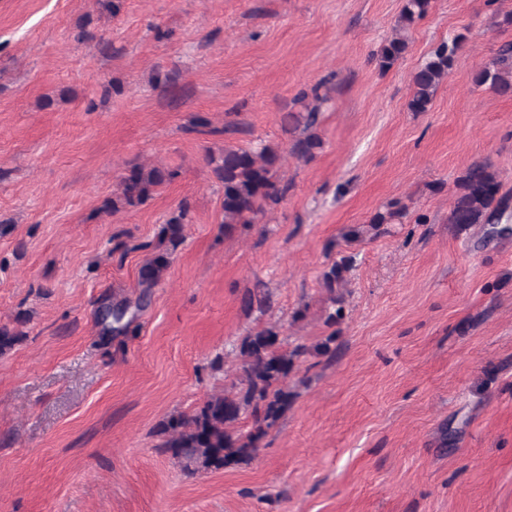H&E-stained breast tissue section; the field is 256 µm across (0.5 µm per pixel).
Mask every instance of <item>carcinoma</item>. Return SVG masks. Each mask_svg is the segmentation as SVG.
Wrapping results in <instances>:
<instances>
[{
    "mask_svg": "<svg viewBox=\"0 0 512 512\" xmlns=\"http://www.w3.org/2000/svg\"><path fill=\"white\" fill-rule=\"evenodd\" d=\"M433 0H405L397 21L398 34L383 44L374 54L378 66L390 68L408 49L407 38L402 35L415 21L425 17ZM462 38L440 43L411 77L412 96L408 108L412 112L428 110L433 97L450 74ZM478 87L489 86L500 95L512 93V41L502 43L493 56L474 75ZM322 141L315 135L297 138L291 153L311 160ZM279 151L269 145L252 150L226 147L219 159L210 160L212 173L223 188L222 204L224 233L237 224H252L269 204L282 198L285 188L278 178ZM176 172L159 166L133 165L120 178L112 198L104 202V209L135 208L146 202L157 188L171 182ZM500 182L492 166L486 162L473 163L457 180L456 191L448 215V223L466 230L474 224H498L508 198L500 195ZM190 206L182 202L177 211L163 225L160 236L165 247L158 250L139 272L140 300L147 299L149 290L165 275L172 256L183 240ZM404 216V209L394 202L386 211L376 213L371 227ZM350 262L346 259L333 263L322 273L329 293L326 324L334 326L344 318L345 299L337 291L344 282V273ZM307 353V347L297 344L284 351L280 347L279 333L272 328L263 329L243 339L240 346V388L233 395L208 398L195 412L170 417L159 429L160 447L174 457L185 461L191 472L215 471L251 458L258 442L288 409L292 394L285 386L296 362ZM253 420L252 431L244 434L235 425L245 413Z\"/></svg>",
    "mask_w": 512,
    "mask_h": 512,
    "instance_id": "obj_1",
    "label": "carcinoma"
}]
</instances>
